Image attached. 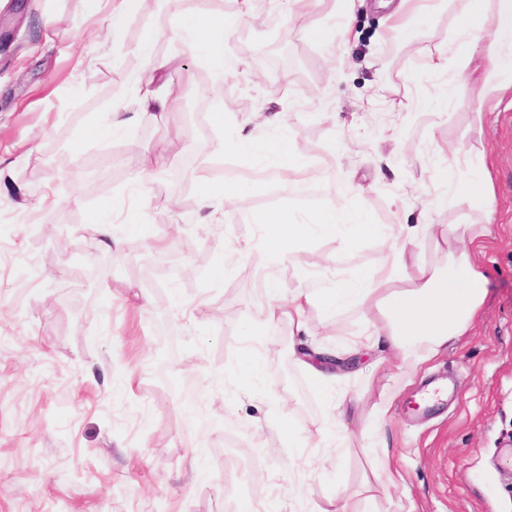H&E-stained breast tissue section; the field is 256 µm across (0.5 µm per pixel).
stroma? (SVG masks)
I'll list each match as a JSON object with an SVG mask.
<instances>
[{
	"instance_id": "1",
	"label": "stroma",
	"mask_w": 512,
	"mask_h": 512,
	"mask_svg": "<svg viewBox=\"0 0 512 512\" xmlns=\"http://www.w3.org/2000/svg\"><path fill=\"white\" fill-rule=\"evenodd\" d=\"M382 0H315L304 15L257 19V0H153L117 32L101 0H0L16 25L0 54V512H229L233 495L258 512L277 499L290 512H328L336 488L357 490L369 467L359 452L362 413L348 419L343 447L325 448L319 428L334 414L293 355L298 344L338 347L364 327V313L307 311L309 333L287 321L268 331L272 349L248 334L268 301L270 273L288 288L309 282L293 262L221 266L223 246L250 234L265 185L217 179L212 163L234 162L224 142L274 126L255 116L285 112L293 147L319 178L313 195L282 188L280 207L301 214L325 202L367 213L378 226L454 224L468 205L429 208L432 164L482 146L493 178L494 224L475 260L488 276L479 318L430 364L447 399L418 410L417 387L396 399L380 439L407 478L417 512H512V103L471 127L475 74L429 64L454 35L465 0H444L406 43ZM224 16L230 65L224 93L197 96L209 64L199 39L181 30L191 16ZM346 29L323 43L310 29ZM156 31L150 55L139 45ZM168 61L161 84L180 85L162 118L140 120L105 139L84 137L88 121L114 103L138 111L148 59ZM454 99L437 100L440 81ZM283 94L274 96L270 84ZM428 98L426 108L399 101ZM224 112L216 125L213 115ZM67 155L69 167L51 166ZM239 188L250 213L228 206L221 234L200 206L203 185ZM361 186V194L350 186ZM142 192L167 214L145 216L147 238L108 249L83 237L103 206ZM255 364L259 378L242 369ZM190 378L199 403L180 399L172 377ZM292 439L270 431L281 414Z\"/></svg>"
}]
</instances>
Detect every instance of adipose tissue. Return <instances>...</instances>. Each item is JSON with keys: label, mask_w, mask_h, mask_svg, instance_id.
Instances as JSON below:
<instances>
[{"label": "adipose tissue", "mask_w": 512, "mask_h": 512, "mask_svg": "<svg viewBox=\"0 0 512 512\" xmlns=\"http://www.w3.org/2000/svg\"><path fill=\"white\" fill-rule=\"evenodd\" d=\"M456 26L458 40L449 44L448 56L455 58L462 69L468 67L474 54L484 58L482 87L473 114L478 124L512 88V0H466ZM487 26L492 29L491 40L483 48L478 34ZM184 30L191 37L203 34L205 57L216 74H223L229 21L215 15L197 16L186 21ZM226 149L236 154L246 168L262 163L278 173L305 171L285 136L274 141L258 136L239 138L227 143ZM431 178L443 188L442 194L432 200L437 207H452L465 200L482 210L493 197L491 174L485 166L475 170L466 162L436 166ZM376 233V227L362 214L343 211L331 201L301 219L280 209H269L256 219L251 238L240 247L221 251L219 258L221 264L228 265L259 251L276 261H299L305 276L315 280L328 268L331 256L306 253L305 239L334 241L336 253L344 255ZM491 233L487 216L464 224H402L389 233L390 244L374 267L337 277L333 287L289 291L280 281H269V303L259 318L262 326L272 327L284 318L294 335L303 336L308 331L306 312L313 303H320L328 313L357 307L371 315L368 332L353 340L345 348V355L355 357L362 350L382 344L399 362L396 373L389 375L371 399L367 410L370 426L361 432L362 450L374 458L371 477L362 492L337 491L334 512H379V494L404 486V476L389 453L376 448V428L386 420L398 395L479 317L486 298L487 275L475 262L474 254ZM422 239L430 244L434 260L427 262L415 254L413 247ZM330 353L329 347L320 345L311 353L295 354L298 365L321 389L333 390L336 383L354 377L370 378L374 371L370 365H329L326 357Z\"/></svg>", "instance_id": "obj_1"}]
</instances>
